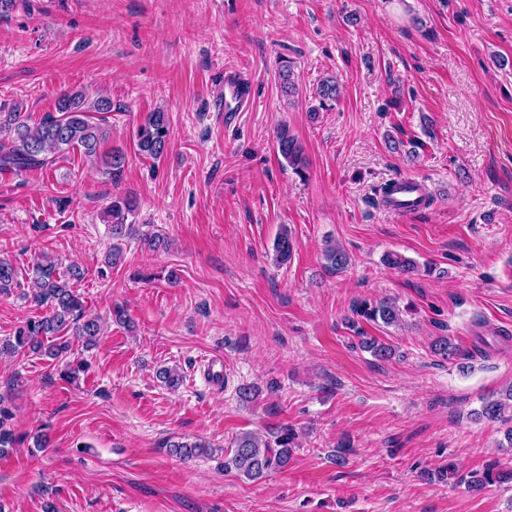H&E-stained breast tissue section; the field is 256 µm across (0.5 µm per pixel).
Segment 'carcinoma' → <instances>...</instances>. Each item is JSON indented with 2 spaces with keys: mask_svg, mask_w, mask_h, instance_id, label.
Here are the masks:
<instances>
[{
  "mask_svg": "<svg viewBox=\"0 0 512 512\" xmlns=\"http://www.w3.org/2000/svg\"><path fill=\"white\" fill-rule=\"evenodd\" d=\"M112 111V100L99 97L87 102L82 91H64L56 104V114L47 115L37 125H30L24 112L15 109L0 114V172H16L51 167L59 155L77 148L87 156L100 158L104 173L117 182L125 167V156L119 151H101V146L110 138L108 127L93 121L92 113ZM137 148L149 158L161 157L170 144V125L167 113L157 110L149 113L145 122L137 129ZM279 154L298 173L308 168V159L298 140L281 129L277 135ZM137 209L136 198L129 194H115L106 210V222L112 235V251L108 262L117 265L123 251L119 242L137 232L133 217ZM295 247L291 231L283 227L273 248L275 261L284 264L291 259ZM326 268L332 272L344 269L349 263L347 252L336 244L324 250ZM388 265L404 274L416 271V264L399 254L387 255ZM82 271L76 266L62 268L54 258L42 255L28 271L31 301L37 306L47 305L50 313L40 319H29L19 326L14 335L0 339V354L19 355L41 352L51 359H59L70 349L67 336L72 335L87 348L95 345L101 334V325L95 318L83 317V305L70 282L80 280ZM17 279L14 265L0 258V290L10 287ZM354 312L367 320L381 321L385 325H396L401 321L398 306L391 301H380L374 305H358ZM57 341L45 343L48 337ZM509 403L500 400L486 402L480 416L494 421L512 408V392L506 393ZM9 411L0 406V455L13 448L18 438L10 429ZM295 433L287 429L274 442L261 439L251 432L239 434L231 442V457L224 467L234 468L250 480L262 478L269 470L288 465ZM174 451L185 458L207 454V445L177 441L170 444ZM512 483V469L499 463L486 465L482 471L474 472L468 480L469 486L480 491L490 483Z\"/></svg>",
  "mask_w": 512,
  "mask_h": 512,
  "instance_id": "obj_1",
  "label": "carcinoma"
}]
</instances>
